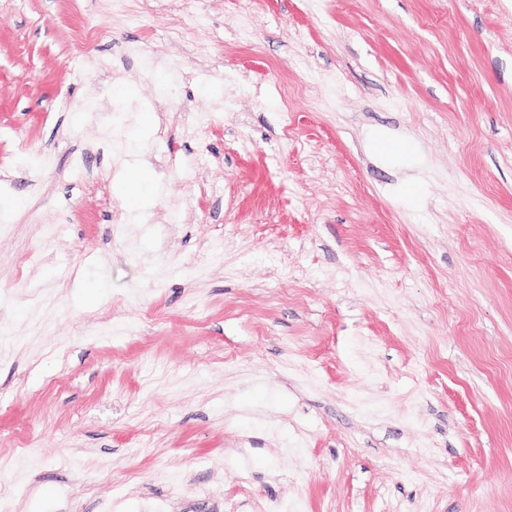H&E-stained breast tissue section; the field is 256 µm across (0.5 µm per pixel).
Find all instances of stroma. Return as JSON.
<instances>
[{"mask_svg":"<svg viewBox=\"0 0 512 512\" xmlns=\"http://www.w3.org/2000/svg\"><path fill=\"white\" fill-rule=\"evenodd\" d=\"M136 2L0 0L8 512H512V0Z\"/></svg>","mask_w":512,"mask_h":512,"instance_id":"1","label":"stroma"}]
</instances>
